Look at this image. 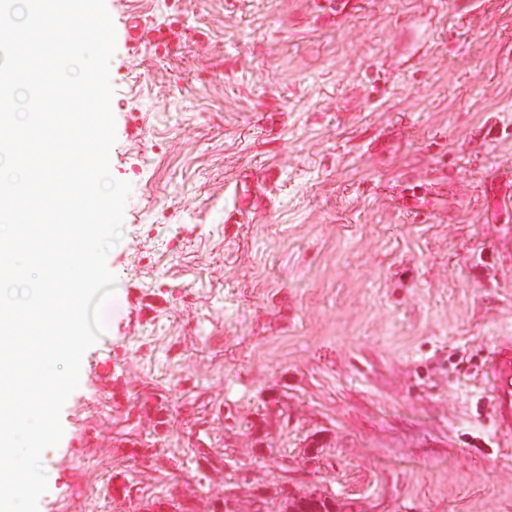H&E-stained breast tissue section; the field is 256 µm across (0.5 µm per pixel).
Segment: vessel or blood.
<instances>
[{
	"label": "vessel or blood",
	"mask_w": 512,
	"mask_h": 512,
	"mask_svg": "<svg viewBox=\"0 0 512 512\" xmlns=\"http://www.w3.org/2000/svg\"><path fill=\"white\" fill-rule=\"evenodd\" d=\"M485 396L492 408L496 438L512 444V336L498 337L484 366Z\"/></svg>",
	"instance_id": "b4317fda"
}]
</instances>
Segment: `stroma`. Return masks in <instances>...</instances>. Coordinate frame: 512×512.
<instances>
[{"label": "stroma", "instance_id": "stroma-1", "mask_svg": "<svg viewBox=\"0 0 512 512\" xmlns=\"http://www.w3.org/2000/svg\"><path fill=\"white\" fill-rule=\"evenodd\" d=\"M320 2L106 0L119 297L38 512H512L483 377L512 333V0ZM151 387L144 466L120 429ZM288 500H290L288 502ZM282 510L287 512L288 507L294 509H288L292 512H332L331 505L326 501V498H322L321 495L314 496L312 490L305 492L304 494L293 495L291 498L285 497L280 503Z\"/></svg>", "mask_w": 512, "mask_h": 512}]
</instances>
